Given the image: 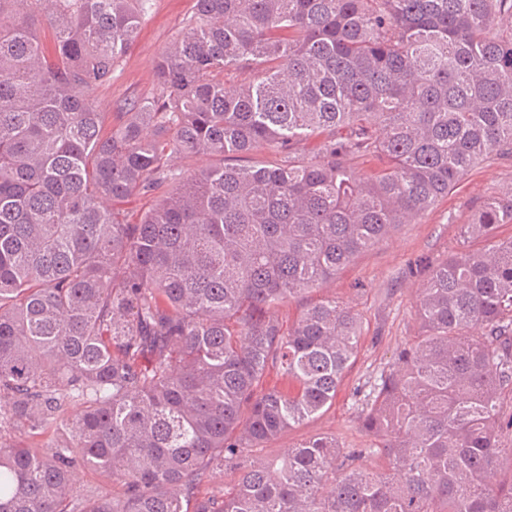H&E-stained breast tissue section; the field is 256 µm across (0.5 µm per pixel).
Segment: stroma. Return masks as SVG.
<instances>
[{
  "instance_id": "1",
  "label": "stroma",
  "mask_w": 512,
  "mask_h": 512,
  "mask_svg": "<svg viewBox=\"0 0 512 512\" xmlns=\"http://www.w3.org/2000/svg\"><path fill=\"white\" fill-rule=\"evenodd\" d=\"M195 0H154L139 36L112 75L93 97L103 112L157 91L154 66L163 49L183 30ZM512 191V156L491 155L473 168L418 223L404 224L371 249L357 255L312 301L333 297L351 307L362 322L356 358L345 373L336 400L324 413L264 444L268 459L313 435L335 437L341 447L364 448L371 439L361 428L365 399L375 375L389 368L397 350L421 332L414 316L423 274L419 261L436 266L460 248V227L473 223L482 206Z\"/></svg>"
}]
</instances>
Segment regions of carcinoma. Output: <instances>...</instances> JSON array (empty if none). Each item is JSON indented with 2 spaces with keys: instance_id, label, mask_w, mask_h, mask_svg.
Wrapping results in <instances>:
<instances>
[{
  "instance_id": "1",
  "label": "carcinoma",
  "mask_w": 512,
  "mask_h": 512,
  "mask_svg": "<svg viewBox=\"0 0 512 512\" xmlns=\"http://www.w3.org/2000/svg\"><path fill=\"white\" fill-rule=\"evenodd\" d=\"M152 2L0 0V512H512V468L490 480L512 461V192L464 225L483 249L428 270L422 336L367 394L369 447L250 456L333 403L361 340L334 299L287 328L274 309L512 155V0H195L159 93L112 123L91 92ZM313 137L311 160L244 163ZM271 369L292 388H261ZM79 464L123 494L75 492ZM221 467L235 485L194 497ZM159 194L135 193L123 202L116 203L114 209L119 212L120 218L128 224H136L142 215L150 209L159 199Z\"/></svg>"
}]
</instances>
